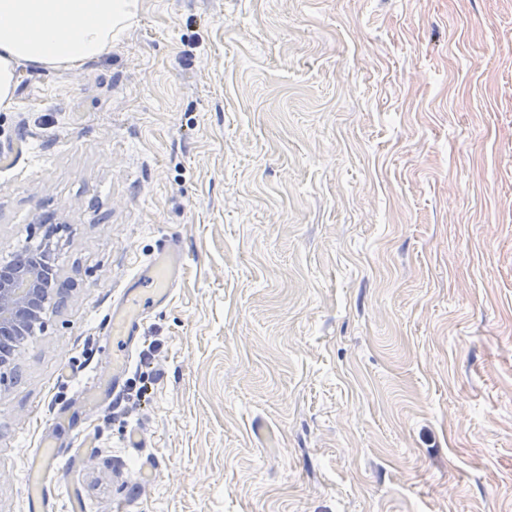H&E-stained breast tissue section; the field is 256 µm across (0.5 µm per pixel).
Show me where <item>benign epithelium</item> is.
<instances>
[{
    "mask_svg": "<svg viewBox=\"0 0 512 512\" xmlns=\"http://www.w3.org/2000/svg\"><path fill=\"white\" fill-rule=\"evenodd\" d=\"M53 269L0 263V367L14 356L22 339L41 322L53 288Z\"/></svg>",
    "mask_w": 512,
    "mask_h": 512,
    "instance_id": "benign-epithelium-1",
    "label": "benign epithelium"
}]
</instances>
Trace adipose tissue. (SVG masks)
I'll list each match as a JSON object with an SVG mask.
<instances>
[{"label":"adipose tissue","instance_id":"adipose-tissue-1","mask_svg":"<svg viewBox=\"0 0 512 512\" xmlns=\"http://www.w3.org/2000/svg\"><path fill=\"white\" fill-rule=\"evenodd\" d=\"M138 0H0V112L21 67H76L101 57L132 25Z\"/></svg>","mask_w":512,"mask_h":512}]
</instances>
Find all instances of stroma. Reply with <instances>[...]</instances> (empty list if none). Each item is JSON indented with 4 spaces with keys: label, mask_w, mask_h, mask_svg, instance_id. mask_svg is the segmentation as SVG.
I'll return each instance as SVG.
<instances>
[{
    "label": "stroma",
    "mask_w": 512,
    "mask_h": 512,
    "mask_svg": "<svg viewBox=\"0 0 512 512\" xmlns=\"http://www.w3.org/2000/svg\"><path fill=\"white\" fill-rule=\"evenodd\" d=\"M2 148L0 260L64 289L0 377V512L83 427L53 512H512V0H139L20 70ZM163 237L148 393L86 409Z\"/></svg>",
    "instance_id": "1"
}]
</instances>
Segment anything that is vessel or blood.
<instances>
[{
    "label": "vessel or blood",
    "instance_id": "vessel-or-blood-1",
    "mask_svg": "<svg viewBox=\"0 0 512 512\" xmlns=\"http://www.w3.org/2000/svg\"><path fill=\"white\" fill-rule=\"evenodd\" d=\"M188 255L174 238L161 239L156 249L134 275L123 298L112 307L107 336L112 350V367L100 375L97 387L90 392V401L116 395L128 374L136 334L148 313L171 298L187 265ZM59 463L54 442H44L43 448L31 461L27 478L28 512H51L54 488L51 472Z\"/></svg>",
    "mask_w": 512,
    "mask_h": 512
}]
</instances>
